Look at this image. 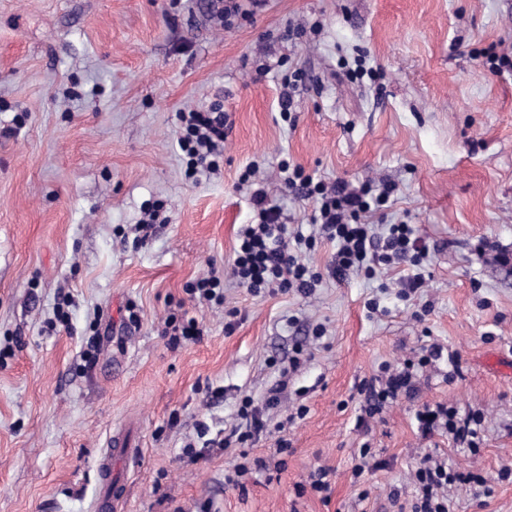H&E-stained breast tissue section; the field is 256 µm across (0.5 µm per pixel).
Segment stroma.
I'll return each mask as SVG.
<instances>
[{"label":"stroma","instance_id":"35a3bbf8","mask_svg":"<svg viewBox=\"0 0 512 512\" xmlns=\"http://www.w3.org/2000/svg\"><path fill=\"white\" fill-rule=\"evenodd\" d=\"M239 2L227 23L219 0H0V512H94L120 432L140 453L122 469V512H409L412 469L435 447L494 484L484 500L452 488L451 512H512L497 479L512 467V373L485 363L512 361V264L494 259L512 254V74L486 67L512 58V0ZM299 67L309 89L291 124L282 79ZM215 103L232 122L224 161L186 178L177 114ZM285 160L328 184L392 185L373 221L413 225L423 287L405 293L398 268L336 277L321 238L300 255L322 275L310 294L229 278L223 304L187 294L232 269L253 221L250 165L289 231L311 233L314 204L285 188ZM158 200L165 220L139 240ZM179 308L203 334L175 346L163 330ZM434 343L446 356L412 396L362 416L361 380ZM282 379L248 454L272 460L286 439L285 469L226 486L241 453L204 447L199 430L222 438L242 397L264 401ZM436 403L482 413L478 455L422 436L414 413ZM365 444L383 466L358 476ZM321 466L326 500L310 487Z\"/></svg>","mask_w":512,"mask_h":512}]
</instances>
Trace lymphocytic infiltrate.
Returning <instances> with one entry per match:
<instances>
[{
	"mask_svg": "<svg viewBox=\"0 0 512 512\" xmlns=\"http://www.w3.org/2000/svg\"><path fill=\"white\" fill-rule=\"evenodd\" d=\"M178 120V147L187 176L218 171L224 148L226 113L182 112ZM284 184L298 196L313 200V224L319 226L322 236L338 244L336 271L339 275L362 272L370 276L377 268L403 265L409 269L403 287L412 291L422 287L424 277L416 267L425 258L427 247L412 225H389L387 234L379 237L367 222L372 213L387 203L393 192L392 186L383 185L375 194L367 189H351L340 180L329 186L314 180L297 166L285 176ZM251 201L254 221L244 225L239 233L233 279L254 294L267 290L312 292L321 277L299 262L289 248L286 242L288 228L281 211L269 203L263 190H255ZM441 354L440 348H432L429 353L404 360L401 367L385 372L377 380L364 383L360 391L366 396V414L371 417L380 414L396 402L400 394L410 392L418 370ZM279 394V388H272L261 406L256 405L253 398L244 397L238 409L239 422L225 436V445L243 446L259 435L265 428L262 408L275 405ZM415 416L423 435L445 434L471 454L479 453L481 415L473 412L462 415L441 404H426L416 411ZM414 477L416 490L411 512H449L448 492L453 486H482L486 483L481 475L450 468L447 460L434 451L423 454Z\"/></svg>",
	"mask_w": 512,
	"mask_h": 512,
	"instance_id": "1",
	"label": "lymphocytic infiltrate"
}]
</instances>
